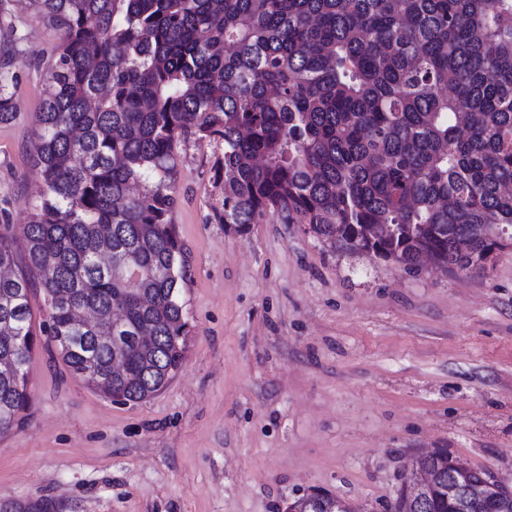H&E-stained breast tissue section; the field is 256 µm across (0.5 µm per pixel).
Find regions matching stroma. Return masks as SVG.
I'll return each mask as SVG.
<instances>
[{
	"label": "stroma",
	"mask_w": 512,
	"mask_h": 512,
	"mask_svg": "<svg viewBox=\"0 0 512 512\" xmlns=\"http://www.w3.org/2000/svg\"><path fill=\"white\" fill-rule=\"evenodd\" d=\"M61 34L0 19L16 115L0 122V209L39 201L29 157ZM223 146L180 148L173 222L188 254L187 350L170 384L117 403L45 343L22 428L0 436V500L62 512H287L316 491L390 512L413 457L440 450L512 483V247L484 273L335 251L278 218L225 231Z\"/></svg>",
	"instance_id": "1"
}]
</instances>
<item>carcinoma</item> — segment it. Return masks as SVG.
<instances>
[{"label": "carcinoma", "instance_id": "cac0c4a2", "mask_svg": "<svg viewBox=\"0 0 512 512\" xmlns=\"http://www.w3.org/2000/svg\"><path fill=\"white\" fill-rule=\"evenodd\" d=\"M62 33L32 162L25 267L0 222V435L23 425L37 334L88 386L141 402L186 350L180 147L224 145L215 219L278 217L410 272L512 245V0H31ZM0 61V122L14 116ZM47 319L35 329L31 297ZM96 320L70 324L73 308ZM149 327L147 347L134 337ZM435 493L427 512H456ZM7 501L0 512H55Z\"/></svg>", "mask_w": 512, "mask_h": 512}]
</instances>
